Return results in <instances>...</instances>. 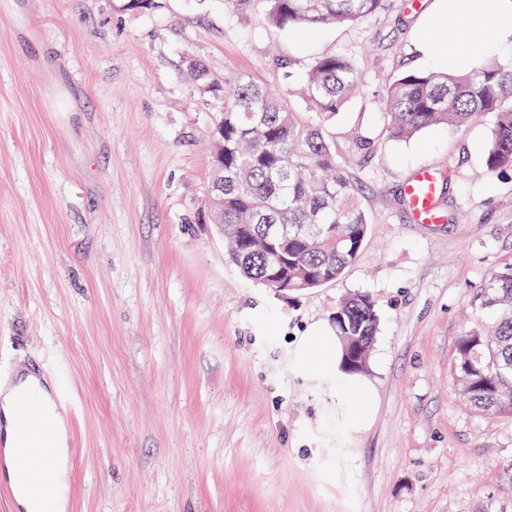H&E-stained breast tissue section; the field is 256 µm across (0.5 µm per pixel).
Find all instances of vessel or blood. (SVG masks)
Listing matches in <instances>:
<instances>
[{"label":"vessel or blood","instance_id":"obj_1","mask_svg":"<svg viewBox=\"0 0 512 512\" xmlns=\"http://www.w3.org/2000/svg\"><path fill=\"white\" fill-rule=\"evenodd\" d=\"M442 192L433 173L422 170L407 183L405 196L416 222L434 224L440 221L437 200ZM42 401L37 393L19 392L15 399L18 421L40 415ZM54 426L42 423L38 432L12 440L0 430V493L14 496L16 488H23L32 499L48 502L54 481L53 470Z\"/></svg>","mask_w":512,"mask_h":512}]
</instances>
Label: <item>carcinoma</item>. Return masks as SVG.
Segmentation results:
<instances>
[{"instance_id":"obj_1","label":"carcinoma","mask_w":512,"mask_h":512,"mask_svg":"<svg viewBox=\"0 0 512 512\" xmlns=\"http://www.w3.org/2000/svg\"><path fill=\"white\" fill-rule=\"evenodd\" d=\"M388 2L264 0V16L313 31L362 22ZM186 65L213 107L211 167L224 164V192L211 195L209 208L229 260L271 291L278 270L297 293L339 280L359 258L369 226L358 185L328 131L361 80L356 62L333 54L306 63L307 112L293 105L287 88L243 72L217 81L194 56ZM383 110L386 132L397 140L433 127L461 130L490 115L485 166L491 173L512 169V52L485 56L465 74L404 63L383 91ZM474 306L478 317L456 345L460 394L481 411L512 416V268L492 275ZM331 322L337 335L361 342L357 365L347 371L364 372L380 325L376 300L347 297Z\"/></svg>"}]
</instances>
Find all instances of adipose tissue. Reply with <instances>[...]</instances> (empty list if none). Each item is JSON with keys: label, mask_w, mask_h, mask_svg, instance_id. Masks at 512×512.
Masks as SVG:
<instances>
[{"label": "adipose tissue", "mask_w": 512, "mask_h": 512, "mask_svg": "<svg viewBox=\"0 0 512 512\" xmlns=\"http://www.w3.org/2000/svg\"><path fill=\"white\" fill-rule=\"evenodd\" d=\"M451 32L452 37L440 47H433V34ZM419 41L423 51L436 53L452 70H468L478 66L480 55L472 51L471 43L484 38L492 46H512V0H435L432 12L422 25ZM294 360L298 368L315 382L316 393L335 400L346 409V422L352 429L363 428L372 417L375 390L362 375L342 368V345L330 323L310 325L294 346ZM38 389L41 397H48L37 374L30 369H17L0 380V421L11 424L15 394L19 388ZM55 472L53 512H66L69 506V459L65 420L53 413Z\"/></svg>", "instance_id": "ef3b65f1"}]
</instances>
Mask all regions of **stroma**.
<instances>
[{"mask_svg": "<svg viewBox=\"0 0 512 512\" xmlns=\"http://www.w3.org/2000/svg\"><path fill=\"white\" fill-rule=\"evenodd\" d=\"M433 0L306 33L262 0H0V379L62 381L67 512H512V417L460 397L455 348L477 291L512 267V170L489 173L491 120L383 132L382 92ZM355 59L363 87L331 128L369 230L341 279L285 297L246 279L207 215L211 112L185 70L253 73ZM371 140L369 150L357 136ZM448 179L442 220L403 186ZM377 301L371 425L347 431L293 364V337L345 295ZM442 189L439 181L428 170L416 173L407 183L405 196L414 220L419 224H435L441 220L437 200Z\"/></svg>", "mask_w": 512, "mask_h": 512, "instance_id": "stroma-1", "label": "stroma"}]
</instances>
